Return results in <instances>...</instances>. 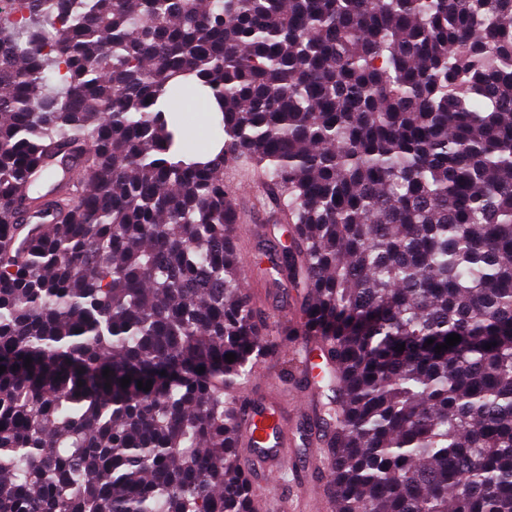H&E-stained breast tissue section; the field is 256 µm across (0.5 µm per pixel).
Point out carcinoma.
Segmentation results:
<instances>
[{"label":"carcinoma","instance_id":"1","mask_svg":"<svg viewBox=\"0 0 512 512\" xmlns=\"http://www.w3.org/2000/svg\"><path fill=\"white\" fill-rule=\"evenodd\" d=\"M231 162L288 214L334 512H512V0H0V512H258Z\"/></svg>","mask_w":512,"mask_h":512}]
</instances>
